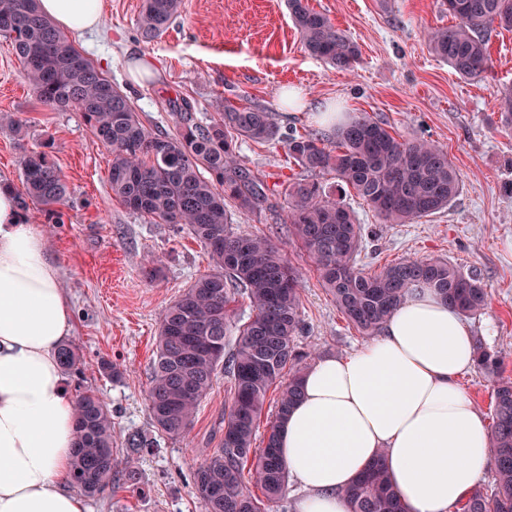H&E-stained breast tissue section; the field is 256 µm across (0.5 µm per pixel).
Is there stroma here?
<instances>
[{
    "instance_id": "stroma-1",
    "label": "stroma",
    "mask_w": 512,
    "mask_h": 512,
    "mask_svg": "<svg viewBox=\"0 0 512 512\" xmlns=\"http://www.w3.org/2000/svg\"><path fill=\"white\" fill-rule=\"evenodd\" d=\"M358 45L352 70L334 68L303 46L285 0H185L183 13L159 39L138 30L143 0H102L98 30L75 45L111 77L144 123L174 133L170 102L189 101L199 121L216 118L224 103L260 106L281 132L332 136L324 113L365 112L406 138L434 140L448 152L462 186L448 208L410 224H383L355 194L343 198L359 223L375 229L358 262L376 270L402 257L442 258L476 273L488 291L483 313L468 318L473 338L503 360L512 378V129L501 123L499 99L512 87V31L488 33L489 71L468 80L434 55L427 30L452 25L442 0H308ZM146 59L152 76L134 82L131 66ZM0 113L22 120L26 137L0 128V181L24 196L21 162L46 149L70 195L59 216L35 200L23 211L46 238L73 313L71 344L81 373L66 376L72 393H100L114 422V480L86 501L88 512H204L190 476L218 448L230 384L217 376L184 435L158 434L147 391L165 308L200 274L209 257L187 232L133 214L113 198L110 150L99 143L81 112L40 104L19 59L0 38ZM239 160L272 194L261 211L233 213L234 232L270 239L301 273L306 331L297 338L305 364L324 355L346 356L366 342L344 319L321 285L313 261L289 231L281 193L307 172L284 144L242 140ZM159 267L157 278L147 275ZM124 375L112 380L101 362ZM137 431L154 447L128 454L124 438ZM135 471L137 483L125 475Z\"/></svg>"
}]
</instances>
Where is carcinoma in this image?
<instances>
[{
	"label": "carcinoma",
	"mask_w": 512,
	"mask_h": 512,
	"mask_svg": "<svg viewBox=\"0 0 512 512\" xmlns=\"http://www.w3.org/2000/svg\"><path fill=\"white\" fill-rule=\"evenodd\" d=\"M184 0H144L138 20L143 39L165 33ZM455 23L427 33L431 51L467 79L490 66L486 33L512 29V0H444ZM305 49L329 65L349 70L355 42L308 0H287ZM0 36L18 57L38 101L82 112L96 140L112 154L110 187L128 209L163 224H182L208 252L214 269L194 279L162 314L148 388L154 428L176 437L192 425L219 371L230 382L224 439L196 469L193 492L204 512H272L285 497L286 469L276 448L277 424L264 447L256 433L270 390L276 417L300 395L307 366L296 350L305 330L301 281L280 249L261 236L230 227L228 203L242 213L262 209L267 187L241 166L237 139L275 141L278 129L262 107L224 106L220 117L195 121L188 101L173 105L177 132H155L130 99L112 84L65 32L44 16L37 0H0ZM288 154L316 178L288 182L283 205L301 247L313 259L323 287L363 336L381 332L392 310L419 288L433 290L464 317L481 314L487 289L443 259L403 257L369 273L358 266L365 227L341 197L317 177L332 174L352 188L383 224H408L448 207L461 190L458 171L439 144L395 136L361 113L336 125V140L291 133ZM26 195L50 212L64 204L68 185L44 151L22 160ZM247 296L253 315L229 343L235 296ZM64 371H79L73 344L60 351ZM475 367L494 391L490 426L493 481L474 490L461 512H512V379L502 359L475 346ZM76 448L68 479L95 498L112 487V412L94 392L75 399ZM261 494H256L255 490ZM349 512H404L387 476L383 455L344 491Z\"/></svg>",
	"instance_id": "1"
}]
</instances>
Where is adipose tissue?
Returning a JSON list of instances; mask_svg holds the SVG:
<instances>
[{"mask_svg": "<svg viewBox=\"0 0 512 512\" xmlns=\"http://www.w3.org/2000/svg\"><path fill=\"white\" fill-rule=\"evenodd\" d=\"M101 0H39L73 35L101 24ZM68 293L44 236L0 186V512H87L65 487L75 403L59 359ZM461 315L432 291L407 295L380 335L307 368L277 447L294 512H347L342 492L384 452L406 512H451L491 464L490 427L459 384L474 364Z\"/></svg>", "mask_w": 512, "mask_h": 512, "instance_id": "obj_1", "label": "adipose tissue"}]
</instances>
